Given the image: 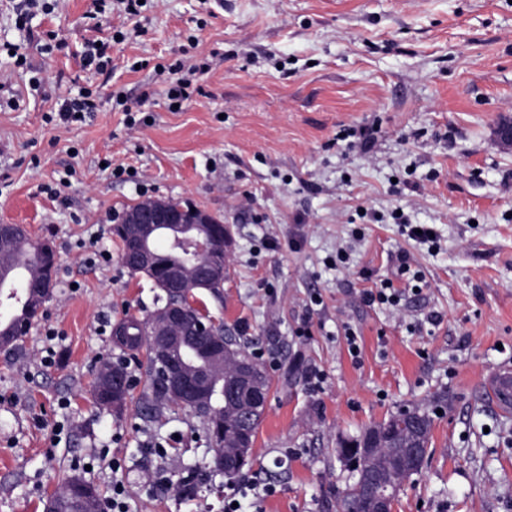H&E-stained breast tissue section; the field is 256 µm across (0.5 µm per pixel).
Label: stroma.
I'll return each instance as SVG.
<instances>
[{
    "instance_id": "35a3bbf8",
    "label": "stroma",
    "mask_w": 512,
    "mask_h": 512,
    "mask_svg": "<svg viewBox=\"0 0 512 512\" xmlns=\"http://www.w3.org/2000/svg\"><path fill=\"white\" fill-rule=\"evenodd\" d=\"M17 2L0 0V224L51 239L60 265L29 335L0 349V512H44L71 476L106 499L122 484L127 512H224L232 488L186 499L176 486L207 453L192 412L150 420L91 395L100 360L119 354L112 323L157 306L111 232L113 211L146 197L231 227L223 295L199 298L267 366L266 412L236 485L276 484L260 512H336L349 480L338 444L436 399L430 455L394 512H512V410L488 380L512 367V146L496 135L512 120V0H147L136 22L115 0H46L22 29ZM96 38L112 60L102 74L80 58ZM15 43L25 66L6 50ZM179 60L208 71L174 111L166 68ZM81 86L99 111L52 121L59 94ZM118 92L149 125L113 107ZM372 126V150L351 148ZM105 159L134 178L113 177ZM363 208L378 221L362 223ZM397 208L436 225V251L402 235ZM340 250L348 262L332 266ZM402 250L421 293L365 305L362 290L393 279ZM307 320L311 335L296 336Z\"/></svg>"
}]
</instances>
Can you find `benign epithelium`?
Instances as JSON below:
<instances>
[{
  "mask_svg": "<svg viewBox=\"0 0 512 512\" xmlns=\"http://www.w3.org/2000/svg\"><path fill=\"white\" fill-rule=\"evenodd\" d=\"M212 223V216L203 209H195L191 217L178 203L163 200H144L125 212L121 220L123 236L135 242V252L128 255L131 266L139 273L152 275L158 269L156 239L166 235L171 242H194L206 251L210 258L204 263L181 261L163 267L164 286L173 292L186 288H206L224 284L229 267L231 238H211L195 232V227ZM199 319L187 317L179 306H165L154 311L146 327V334L154 355L165 366L169 379L171 405L178 407H202L209 402L214 382H224V364L229 352L220 338L207 347L208 361L202 368L191 366L184 358L183 342L193 336L212 335L211 325ZM237 376L236 388L255 411L266 405L262 373L245 359ZM209 445L215 460L227 478L237 475L234 467L225 466L224 434L212 436ZM399 478L395 474H374L362 483L374 502L373 512H393ZM97 498L86 492L79 499L52 494L45 512H96Z\"/></svg>",
  "mask_w": 512,
  "mask_h": 512,
  "instance_id": "7a95c632",
  "label": "benign epithelium"
}]
</instances>
